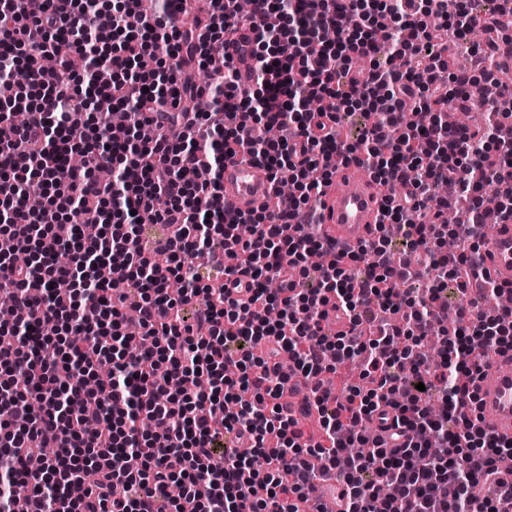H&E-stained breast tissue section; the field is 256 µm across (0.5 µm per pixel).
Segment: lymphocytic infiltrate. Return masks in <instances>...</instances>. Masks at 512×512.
<instances>
[{
    "mask_svg": "<svg viewBox=\"0 0 512 512\" xmlns=\"http://www.w3.org/2000/svg\"><path fill=\"white\" fill-rule=\"evenodd\" d=\"M187 2L0 0V80L29 74L0 103V235L31 257L0 255L16 307L0 323V512H300L329 473L341 512H512L497 466L512 439L474 423L469 386L489 355L512 352V308L473 313L488 229L443 218L455 202L512 219V85L495 83L479 133L444 122L449 38L492 29L512 0L489 14L472 0L451 14L442 0H252L248 88L210 53L244 19L237 0H205L206 19L172 26ZM80 58L111 83L83 79ZM190 65L214 80L197 85ZM200 97L221 122L190 108ZM357 113L361 134L338 137ZM78 126L74 167L63 143ZM241 150L271 179L291 173L288 207L226 206L224 161ZM336 154L383 199L355 250L313 231ZM451 237L460 250H445ZM209 271L246 282L244 296ZM332 311L348 331L332 332ZM349 362L360 382L340 395L332 376ZM295 376L314 383L312 444L280 404Z\"/></svg>",
    "mask_w": 512,
    "mask_h": 512,
    "instance_id": "lymphocytic-infiltrate-1",
    "label": "lymphocytic infiltrate"
}]
</instances>
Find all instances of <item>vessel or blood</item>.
Wrapping results in <instances>:
<instances>
[{"label":"vessel or blood","instance_id":"obj_1","mask_svg":"<svg viewBox=\"0 0 512 512\" xmlns=\"http://www.w3.org/2000/svg\"><path fill=\"white\" fill-rule=\"evenodd\" d=\"M256 34L243 28L236 43L225 47L233 58L242 84H250L251 51ZM269 173L264 166L244 156L224 164V201L233 209L249 212L262 206L270 194ZM381 200L368 178L355 174L351 166L338 165L333 183L322 203L321 224L325 236L356 248L371 237L379 220ZM484 265L497 284L512 286V223L495 224L484 249ZM480 404L476 423L486 432L512 438V352L494 357L475 381Z\"/></svg>","mask_w":512,"mask_h":512}]
</instances>
